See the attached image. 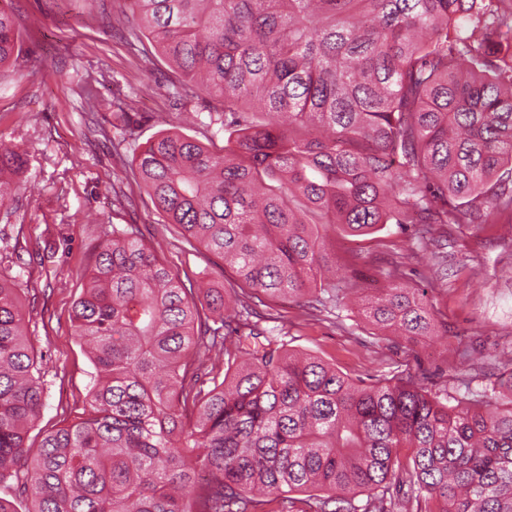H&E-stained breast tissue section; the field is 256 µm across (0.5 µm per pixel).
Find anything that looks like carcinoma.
<instances>
[{
	"label": "carcinoma",
	"instance_id": "obj_1",
	"mask_svg": "<svg viewBox=\"0 0 512 512\" xmlns=\"http://www.w3.org/2000/svg\"><path fill=\"white\" fill-rule=\"evenodd\" d=\"M127 2L177 94L219 101L228 132L220 152L162 132L138 177L235 280L186 288L135 225H112L73 306L87 408L33 447L44 387L0 275V512H261L295 492L314 512H512V367L452 405L411 380L362 386L242 300L337 307L326 225L512 216V0ZM19 42L1 7L0 67ZM24 167L0 139V178ZM382 275L365 318L434 332L425 291Z\"/></svg>",
	"mask_w": 512,
	"mask_h": 512
}]
</instances>
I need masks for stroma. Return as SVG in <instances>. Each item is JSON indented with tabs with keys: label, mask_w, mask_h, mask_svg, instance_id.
<instances>
[{
	"label": "stroma",
	"mask_w": 512,
	"mask_h": 512,
	"mask_svg": "<svg viewBox=\"0 0 512 512\" xmlns=\"http://www.w3.org/2000/svg\"><path fill=\"white\" fill-rule=\"evenodd\" d=\"M23 36L20 71L0 70V138L27 158L9 208L0 209V274L20 289L21 312L44 384L31 441L74 420L88 398L93 365L72 326L93 249L113 225L134 224L182 280L232 271L203 246L184 243L163 223L132 172V160L159 130L222 148L210 121L213 100L176 99L179 73L144 56L120 19L126 0H9ZM99 104L88 112L83 89ZM128 104L138 138L122 140L113 101ZM415 224H388L367 236L327 234L337 288L351 300L334 312L279 299L260 311L289 349L317 355L353 380L411 379L443 396L480 387L497 365L512 364V224H437L419 238ZM447 252L448 271L433 255ZM399 265L424 289L437 324L431 336H376L361 314L377 296L379 271Z\"/></svg>",
	"instance_id": "stroma-1"
}]
</instances>
